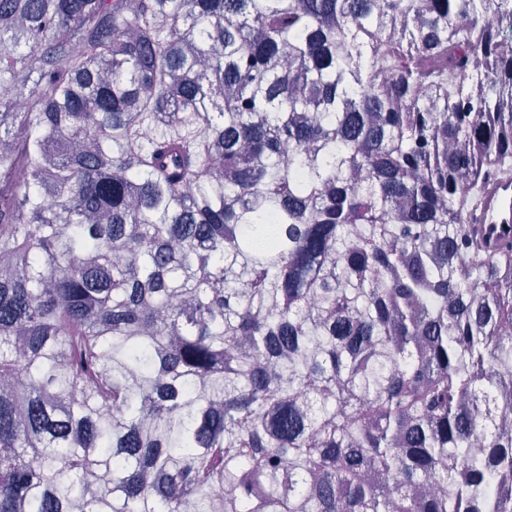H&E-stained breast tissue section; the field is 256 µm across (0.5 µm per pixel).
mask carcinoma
Wrapping results in <instances>:
<instances>
[{
  "instance_id": "cac0c4a2",
  "label": "carcinoma",
  "mask_w": 512,
  "mask_h": 512,
  "mask_svg": "<svg viewBox=\"0 0 512 512\" xmlns=\"http://www.w3.org/2000/svg\"><path fill=\"white\" fill-rule=\"evenodd\" d=\"M509 29L0 0V512H512ZM479 236L490 252L512 242V173L492 177L471 214Z\"/></svg>"
}]
</instances>
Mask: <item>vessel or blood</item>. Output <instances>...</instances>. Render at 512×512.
<instances>
[{"label": "vessel or blood", "mask_w": 512, "mask_h": 512, "mask_svg": "<svg viewBox=\"0 0 512 512\" xmlns=\"http://www.w3.org/2000/svg\"><path fill=\"white\" fill-rule=\"evenodd\" d=\"M479 236L488 250L512 242V173L492 177L471 214Z\"/></svg>", "instance_id": "vessel-or-blood-1"}]
</instances>
